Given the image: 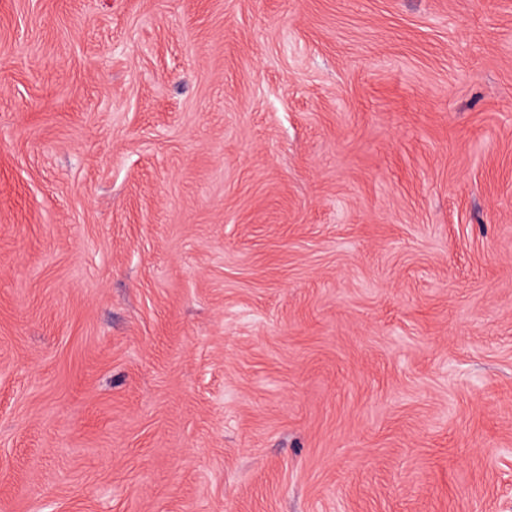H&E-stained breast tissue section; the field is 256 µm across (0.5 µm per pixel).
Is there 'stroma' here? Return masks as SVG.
Masks as SVG:
<instances>
[{
	"label": "stroma",
	"instance_id": "35a3bbf8",
	"mask_svg": "<svg viewBox=\"0 0 512 512\" xmlns=\"http://www.w3.org/2000/svg\"><path fill=\"white\" fill-rule=\"evenodd\" d=\"M0 512H512V0H0Z\"/></svg>",
	"mask_w": 512,
	"mask_h": 512
}]
</instances>
